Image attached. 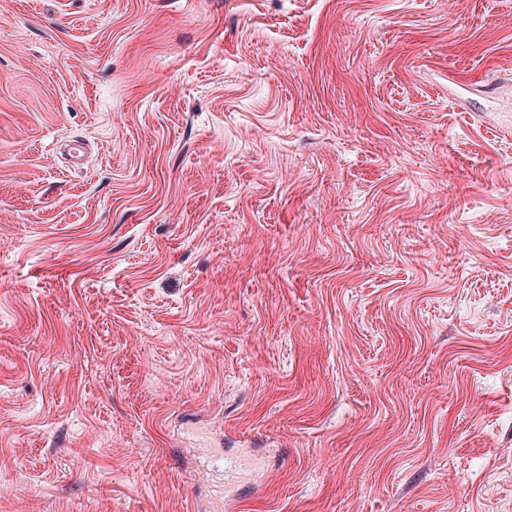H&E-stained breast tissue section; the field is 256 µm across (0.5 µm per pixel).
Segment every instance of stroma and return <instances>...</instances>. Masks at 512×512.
Listing matches in <instances>:
<instances>
[{"mask_svg": "<svg viewBox=\"0 0 512 512\" xmlns=\"http://www.w3.org/2000/svg\"><path fill=\"white\" fill-rule=\"evenodd\" d=\"M512 0H0V512H512Z\"/></svg>", "mask_w": 512, "mask_h": 512, "instance_id": "stroma-1", "label": "stroma"}]
</instances>
